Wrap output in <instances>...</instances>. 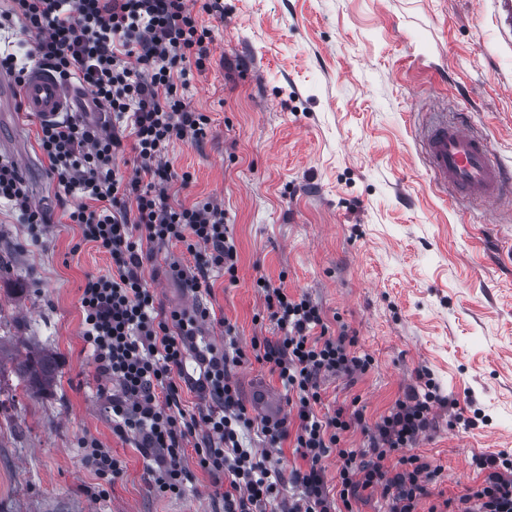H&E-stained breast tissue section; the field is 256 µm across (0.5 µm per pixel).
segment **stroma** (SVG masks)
<instances>
[{"instance_id": "35a3bbf8", "label": "stroma", "mask_w": 512, "mask_h": 512, "mask_svg": "<svg viewBox=\"0 0 512 512\" xmlns=\"http://www.w3.org/2000/svg\"><path fill=\"white\" fill-rule=\"evenodd\" d=\"M204 2L190 5L213 32L210 64L186 94L211 124L166 155L192 176L173 200L223 205L237 246V281L216 276L204 305L246 348L277 333L254 320L258 277L308 296L374 359L323 381L329 408L358 404L370 425L428 369L444 402L414 451L440 468L446 496L477 489L473 457L512 449V203L438 196L416 134L430 113H467L512 169V39L493 0H224L220 19ZM38 127L0 109V160L52 214L35 233L0 205V512H224L195 453L184 495H162L152 461L112 430L79 302L86 275L112 260L63 216ZM173 260L193 264L162 249L147 286L162 307L191 308L166 274ZM42 351L55 379L32 394L18 365ZM86 439L122 464L107 496L89 493Z\"/></svg>"}]
</instances>
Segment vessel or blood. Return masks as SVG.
<instances>
[{
	"label": "vessel or blood",
	"instance_id": "obj_1",
	"mask_svg": "<svg viewBox=\"0 0 512 512\" xmlns=\"http://www.w3.org/2000/svg\"><path fill=\"white\" fill-rule=\"evenodd\" d=\"M86 99V93L39 67L22 84L23 108L46 121L75 111ZM422 142L426 166L441 192L489 207L512 201V170L499 160L491 141L464 120L434 113Z\"/></svg>",
	"mask_w": 512,
	"mask_h": 512
}]
</instances>
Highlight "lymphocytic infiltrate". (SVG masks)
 <instances>
[{"mask_svg":"<svg viewBox=\"0 0 512 512\" xmlns=\"http://www.w3.org/2000/svg\"><path fill=\"white\" fill-rule=\"evenodd\" d=\"M13 27L24 35L25 51H0V70L20 82L31 66L49 67L89 90L100 113L95 120L40 122L38 146L63 191L65 217L112 258L110 273L85 277L81 336L112 430L133 436L142 455L156 461L157 490L183 494L191 448L199 466L223 483L224 512H268L285 480L298 490L288 512H355L376 493L386 512H419L440 474L413 452L439 400L433 380H426L425 392L397 399L369 428L360 410H323V377L365 373L372 358L354 355L356 339L347 327L326 334L321 307L306 296L263 282L264 308L279 334L253 337L245 349L230 324L223 345L207 340L205 327L216 317L205 305L168 310L146 286L144 264L173 244L182 245L194 265L172 262L168 273L193 294L210 291L215 274L233 282L238 273L223 207L208 200L176 203L169 193L174 181L192 180L166 159L170 144L201 143L211 122L186 96L191 71L210 63L212 42L189 0H12L0 12V30ZM128 155L133 167L126 173L119 161ZM2 200L33 228L51 221L9 161H0ZM251 358L286 392L288 413L279 424L252 416L240 397L233 371ZM185 383L209 399L208 408H185ZM359 427L366 447H345L346 434ZM251 430L266 450L246 445ZM286 442L302 464L285 475L272 466L269 451ZM331 455L339 461L332 490L323 466ZM472 464L484 475L480 487L431 502L427 512H512V452L476 456Z\"/></svg>","mask_w":512,"mask_h":512,"instance_id":"lymphocytic-infiltrate-1","label":"lymphocytic infiltrate"}]
</instances>
